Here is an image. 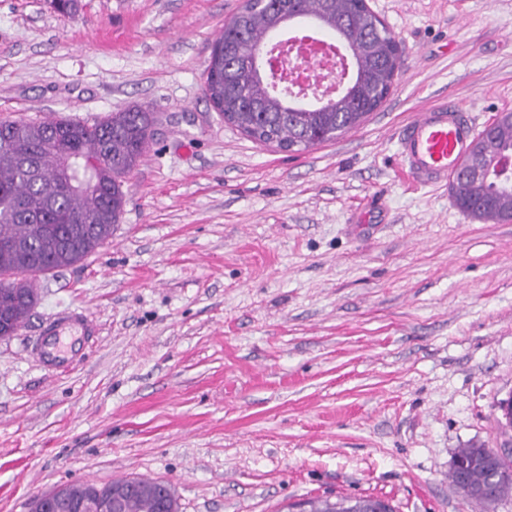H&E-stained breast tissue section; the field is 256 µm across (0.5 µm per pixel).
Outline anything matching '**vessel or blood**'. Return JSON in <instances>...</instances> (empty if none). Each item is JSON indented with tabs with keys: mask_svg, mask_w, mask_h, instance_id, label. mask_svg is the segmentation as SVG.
<instances>
[{
	"mask_svg": "<svg viewBox=\"0 0 512 512\" xmlns=\"http://www.w3.org/2000/svg\"><path fill=\"white\" fill-rule=\"evenodd\" d=\"M479 133L477 124L454 102L440 101L403 125L397 137L400 164L415 182L438 186L456 180ZM94 333L85 313H62L46 321L35 350L45 367L69 368L79 337Z\"/></svg>",
	"mask_w": 512,
	"mask_h": 512,
	"instance_id": "b4317fda",
	"label": "vessel or blood"
}]
</instances>
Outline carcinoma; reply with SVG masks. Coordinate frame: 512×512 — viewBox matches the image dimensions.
Listing matches in <instances>:
<instances>
[{
  "instance_id": "obj_1",
  "label": "carcinoma",
  "mask_w": 512,
  "mask_h": 512,
  "mask_svg": "<svg viewBox=\"0 0 512 512\" xmlns=\"http://www.w3.org/2000/svg\"><path fill=\"white\" fill-rule=\"evenodd\" d=\"M312 17L347 41L359 57L357 82L345 96L315 109L289 112L288 86L269 87L250 74L256 50L284 20V12ZM366 0H266L247 3L216 38L205 68L204 92L224 121L254 141L283 150L309 149L361 126L388 95L403 55L387 28L375 24ZM156 122L142 106L112 112L89 124L72 119L0 120V331L17 333L37 303L34 282L84 261L112 238L123 214L126 176L146 154ZM493 153L512 157V116L492 127ZM78 157L71 176L96 170L98 185L65 192L59 156ZM450 193L456 207L478 221L512 217V168L490 171L481 152H471ZM454 459L468 465L472 484L488 487L471 501L486 509L512 496V458L481 448H461ZM124 498V512H160L163 482L123 478L96 487ZM393 512L374 497L311 499L290 505L300 512Z\"/></svg>"
}]
</instances>
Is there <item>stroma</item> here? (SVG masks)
Listing matches in <instances>:
<instances>
[{
  "label": "stroma",
  "mask_w": 512,
  "mask_h": 512,
  "mask_svg": "<svg viewBox=\"0 0 512 512\" xmlns=\"http://www.w3.org/2000/svg\"><path fill=\"white\" fill-rule=\"evenodd\" d=\"M0 0V118L157 116L111 239L39 277L0 339V512L55 485L168 481L181 512H285L372 496L395 512H485L448 473L494 448L512 393V220L480 223L397 165L416 112H512V0H368L403 48L384 104L291 153L203 91L243 0ZM96 333L56 373L43 323Z\"/></svg>",
  "instance_id": "stroma-1"
}]
</instances>
